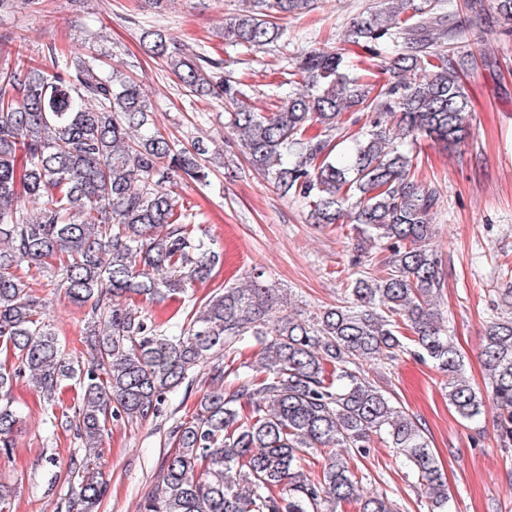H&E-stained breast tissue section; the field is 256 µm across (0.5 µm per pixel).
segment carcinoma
I'll return each instance as SVG.
<instances>
[{"instance_id":"obj_1","label":"carcinoma","mask_w":512,"mask_h":512,"mask_svg":"<svg viewBox=\"0 0 512 512\" xmlns=\"http://www.w3.org/2000/svg\"><path fill=\"white\" fill-rule=\"evenodd\" d=\"M224 38L246 50L282 38L279 21L314 10L318 0H243ZM384 3L355 19L348 41L381 58L380 88L353 71L343 49H313L288 71L275 112L248 103L242 84L224 78V61L180 46L161 30L143 32L148 57L166 63L197 98H223L233 111L251 167L303 200L314 224H351L361 242L386 244L381 274L363 271L345 298L305 319L277 315L279 297L262 273L226 287L166 334L126 300L163 301L209 278L220 248L190 229L193 214L168 184L206 183V148L177 147L152 116L140 83L104 67L105 52L52 43L26 60L0 35V447L21 416L9 404L27 375L52 405L80 389L73 415L50 419L74 431L83 459L74 468L67 512H94L104 479L97 460L107 424L161 416L168 395L208 369L209 388L170 431L173 443L157 488L139 512H399L386 491L362 486L359 458L379 439L402 459L430 512H448V484L430 440L364 366L407 352L448 377V405L467 422L494 406L496 440L512 447V317L487 326L481 356L485 397L464 378L463 358L437 308L445 286L432 244L437 191L418 181L400 140L426 137L459 147L470 136L472 97L464 82L468 41L486 11L512 34V0H470L468 13L441 2ZM412 14L400 18L406 10ZM374 117L344 160L333 155L342 114ZM318 125L321 134L307 136ZM32 204L26 210L20 198ZM60 277L69 301L87 312L88 362L74 363L22 269ZM413 336L401 334V326ZM261 346L256 375L224 391V360L240 343ZM327 452L310 477L306 458Z\"/></svg>"}]
</instances>
